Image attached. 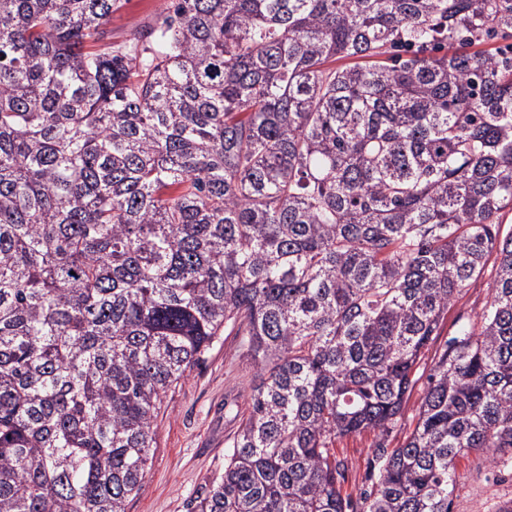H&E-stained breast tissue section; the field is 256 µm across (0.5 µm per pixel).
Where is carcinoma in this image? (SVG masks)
Masks as SVG:
<instances>
[{"label": "carcinoma", "instance_id": "cac0c4a2", "mask_svg": "<svg viewBox=\"0 0 512 512\" xmlns=\"http://www.w3.org/2000/svg\"><path fill=\"white\" fill-rule=\"evenodd\" d=\"M0 0V512H126L166 390L256 368L188 512H448L512 452V0ZM350 59L336 68L331 59ZM361 506L333 443L402 418ZM121 8L112 14L108 29L112 43H119L126 32L134 25L153 22L166 14L168 0H121ZM495 272L494 256H492L484 272L477 281L471 282L464 288L457 301L448 309L440 328V336L431 344L428 352L422 356L417 367V383L405 402V410L400 421L390 432L384 436L387 448H397L401 445L413 428V418L423 395L427 376L434 362L438 349L442 347L448 338L454 335L457 325L461 322L473 319L479 313L487 300V283L493 278Z\"/></svg>", "mask_w": 512, "mask_h": 512}]
</instances>
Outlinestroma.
Returning <instances> with one entry per match:
<instances>
[{
	"label": "stroma",
	"mask_w": 512,
	"mask_h": 512,
	"mask_svg": "<svg viewBox=\"0 0 512 512\" xmlns=\"http://www.w3.org/2000/svg\"><path fill=\"white\" fill-rule=\"evenodd\" d=\"M109 24L113 42H120L134 25L162 18L169 0H121ZM494 264H487L477 281L464 288L444 317L440 334L422 357L417 382L405 402L400 421L385 437L367 431L337 439L336 458L345 471L342 491L352 499L373 486V449L401 445L413 428V418L438 349L454 335L459 323L474 318L487 300ZM255 370L243 355L236 336L216 337L186 377L164 394L156 418V446L138 493L126 512H187L188 503L224 469V443L238 425ZM457 480L449 497V512H506L512 507V464L491 461L469 452L456 461Z\"/></svg>",
	"instance_id": "35a3bbf8"
}]
</instances>
